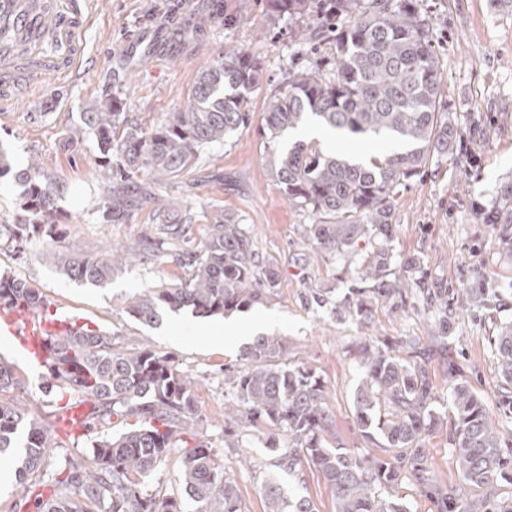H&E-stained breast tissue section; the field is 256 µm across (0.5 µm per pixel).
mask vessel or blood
<instances>
[{
  "label": "vessel or blood",
  "instance_id": "1",
  "mask_svg": "<svg viewBox=\"0 0 512 512\" xmlns=\"http://www.w3.org/2000/svg\"><path fill=\"white\" fill-rule=\"evenodd\" d=\"M96 13V0H0V101L31 97L48 72L73 79ZM66 328L30 306L0 305V335L14 337L37 363L48 357V337Z\"/></svg>",
  "mask_w": 512,
  "mask_h": 512
}]
</instances>
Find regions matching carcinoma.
Listing matches in <instances>:
<instances>
[{
	"instance_id": "obj_1",
	"label": "carcinoma",
	"mask_w": 512,
	"mask_h": 512,
	"mask_svg": "<svg viewBox=\"0 0 512 512\" xmlns=\"http://www.w3.org/2000/svg\"><path fill=\"white\" fill-rule=\"evenodd\" d=\"M271 16L295 25L294 38L336 40L332 72L297 74L266 101L271 138L310 117L337 132L381 138L391 148L356 160L298 142L273 156L271 171L288 201L320 218L302 225L316 249L352 267L355 299L337 313L359 323L372 314L373 300L405 302L425 287L414 277L417 257L391 270L395 236L391 202L405 182L431 158L452 157L458 132L442 107L440 62L418 0H268ZM261 64L229 48L204 69L187 107L149 128L129 120L118 103L83 113L82 122L99 140L101 167L110 173L106 215L114 221L156 200L153 185L185 173L203 149L247 127L249 95L261 82ZM145 172L149 181L135 180ZM23 184L20 216L0 225V241L19 248L57 217V190L50 176L29 165L17 174ZM157 238L150 248L174 245L186 225L170 223L164 206L153 211ZM487 223L499 225V239L512 245V184L502 192ZM187 278L131 297L127 313L152 325L160 312L189 309L204 316L247 311L279 284L278 267L256 260L253 241L238 215L210 225L188 262ZM72 279L102 284L122 264L108 256L65 261ZM431 296L442 309L432 316L431 341L448 339V289ZM27 303L46 309L39 289L11 275L0 276V305ZM502 404L512 409V321L493 336ZM46 391L69 393L59 417L87 409L79 427L135 418L133 427L95 442L92 465L53 459L48 428L13 402L0 398V453L17 449L22 492L33 512H184L182 500L149 490L148 479L195 418L192 378L173 358L153 350H123L111 334L73 323L49 341ZM361 378L354 410L365 441L374 448L358 456L338 441L317 373L286 358L282 337L261 333L244 351L246 365L235 377L232 422L266 428L262 447L276 453L278 473L294 477L306 464L328 483L335 512H409L383 490L410 482L438 506V512H512V451L502 447L497 423L486 405L448 366L453 431L452 452L460 482L438 485L427 477L422 444L438 424L433 385L427 372L397 354L395 347L368 341L360 350ZM195 512H242L236 480L199 442L185 452L179 474ZM266 512H313L310 498L285 490L278 477L261 487Z\"/></svg>"
}]
</instances>
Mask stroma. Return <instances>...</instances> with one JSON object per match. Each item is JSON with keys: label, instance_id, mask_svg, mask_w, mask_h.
<instances>
[{"label": "stroma", "instance_id": "35a3bbf8", "mask_svg": "<svg viewBox=\"0 0 512 512\" xmlns=\"http://www.w3.org/2000/svg\"><path fill=\"white\" fill-rule=\"evenodd\" d=\"M222 11H215V2ZM101 14L85 37L89 59L68 85L47 80L37 103L19 99L0 112V146L12 170L0 176V224L16 223L22 186L15 172L38 160L59 189L53 230L31 237L20 251L0 246V275L32 283L51 312L110 332L115 345L145 347L173 357L197 381L196 417L187 445L207 442L226 470L234 472L245 512H266L261 487L275 472L262 434L247 429L250 463H241L235 434L224 430V402L240 371L241 348H225L224 319L190 311L162 310L159 325L146 326L126 311L132 294L159 280L175 281L185 269L174 257L143 255L110 282L94 286L64 274V260L100 255L112 246L139 248L155 233L151 206L124 223L104 218L106 181L98 167L97 139L81 131V116L118 102L128 116L148 127L181 111L200 71L241 48L257 59L262 82L250 96L251 123L211 145L195 165L163 186L164 196L190 211L192 223L180 248L197 252L210 224L235 212L248 228L260 262L275 264L279 285L263 303L241 313L243 325L268 317V332L283 336L288 358L320 376L342 446L359 455L370 450L357 424L353 395L359 380L358 346L365 341L394 345L427 341L421 297L377 303L369 323L337 317L351 295L353 279L341 260L306 245L301 227L313 215L288 201L268 169L271 153L287 149V137L270 138L265 101L296 73L317 65L330 70V42L293 41L287 21L271 20L267 0H98ZM441 64L443 103L459 138L453 157L430 161L393 198L395 265L418 257L427 281H443L448 308V355L461 378L496 416L503 447L512 449V413L497 391V364L490 338L496 321L512 316V249L502 245L486 210L512 184V0H420ZM233 24H225V17ZM146 34L138 48L130 36ZM492 282L498 306L474 305L462 291ZM321 301H313V294ZM0 360L20 378L6 398L24 405L34 419L55 429V398L43 389L46 370L30 363L18 346L0 338ZM115 422L72 441L54 437L60 458L90 462L94 441L123 432ZM452 433L442 425L423 448L436 483L457 482Z\"/></svg>", "mask_w": 512, "mask_h": 512}]
</instances>
